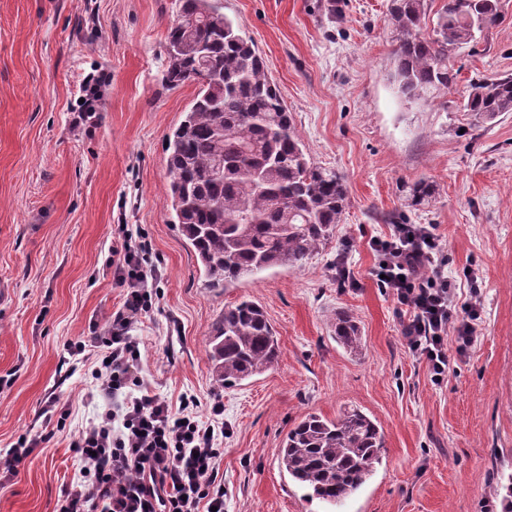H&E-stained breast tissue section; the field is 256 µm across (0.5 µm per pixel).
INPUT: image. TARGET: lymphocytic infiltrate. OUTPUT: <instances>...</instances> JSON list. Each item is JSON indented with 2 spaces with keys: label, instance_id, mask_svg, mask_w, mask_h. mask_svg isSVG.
<instances>
[{
  "label": "lymphocytic infiltrate",
  "instance_id": "f902f5d3",
  "mask_svg": "<svg viewBox=\"0 0 512 512\" xmlns=\"http://www.w3.org/2000/svg\"><path fill=\"white\" fill-rule=\"evenodd\" d=\"M119 244L109 263L124 289L122 305L102 331L70 343L91 354V393L104 409L70 442L80 462L63 484L55 512H211L223 508L218 479L224 433L209 430L195 413V398L172 405L149 389L140 342L132 331L158 297L160 272L151 245L128 225H116ZM371 275L396 303L401 334L423 360L434 383L447 377L452 355L474 346L480 320L475 271L471 294L460 301L448 276V255L430 224H395L371 241Z\"/></svg>",
  "mask_w": 512,
  "mask_h": 512
}]
</instances>
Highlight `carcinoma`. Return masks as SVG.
<instances>
[{
	"label": "carcinoma",
	"instance_id": "1",
	"mask_svg": "<svg viewBox=\"0 0 512 512\" xmlns=\"http://www.w3.org/2000/svg\"><path fill=\"white\" fill-rule=\"evenodd\" d=\"M427 0H392V78L409 100L450 88L456 50L478 44L501 19V0H445L432 34H422ZM167 84L197 92L179 124L166 134L169 182L165 203L195 253L208 288L224 289L272 267H301L326 245L346 208L347 187L318 165L271 82L253 40L226 14L222 0H179L167 34ZM470 125L512 113V74L470 82L460 102ZM436 186H409L413 206L435 198ZM347 352L363 336L347 313L332 324ZM278 336L262 307L241 300L207 337V360L219 388L270 370L280 357ZM383 431L357 407L336 418L305 415L277 450L289 477L309 496L341 506L382 464ZM495 509L512 512V474L499 483Z\"/></svg>",
	"mask_w": 512,
	"mask_h": 512
}]
</instances>
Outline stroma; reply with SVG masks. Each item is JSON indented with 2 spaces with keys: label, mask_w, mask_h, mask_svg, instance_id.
Returning a JSON list of instances; mask_svg holds the SVG:
<instances>
[{
  "label": "stroma",
  "mask_w": 512,
  "mask_h": 512,
  "mask_svg": "<svg viewBox=\"0 0 512 512\" xmlns=\"http://www.w3.org/2000/svg\"><path fill=\"white\" fill-rule=\"evenodd\" d=\"M390 0H224L250 36L313 159L347 186L342 224L302 267H275L221 291L206 288L164 204L165 136L197 88L163 79L177 0H0V449L41 434L60 397L63 431L5 487L0 512H53L75 469L72 436L101 410L89 364L68 354L122 299L106 264L114 225L152 247L159 299L134 333L153 391L195 397L210 422L224 404L219 478L224 512H491L512 473V114L459 136L470 80L512 73V0L501 22L459 52L450 89L406 100L391 77ZM102 79L95 117L73 128L80 85ZM437 187L425 207L407 185ZM401 222L432 224L449 272L475 268L483 313L469 354L434 384L406 347L391 296L370 271L371 237ZM351 243L359 285L332 265ZM259 303L281 344L277 364L216 387L206 339L225 306ZM358 321L361 355L339 346L336 311ZM359 407L380 423L381 465L343 506L309 499L277 460L305 415ZM59 398H49L45 402V405L41 408L40 417H44L45 431L50 424L55 421L56 418V429H64L66 426V420L69 416V409L65 408L66 404H63L60 408Z\"/></svg>",
  "instance_id": "1"
}]
</instances>
